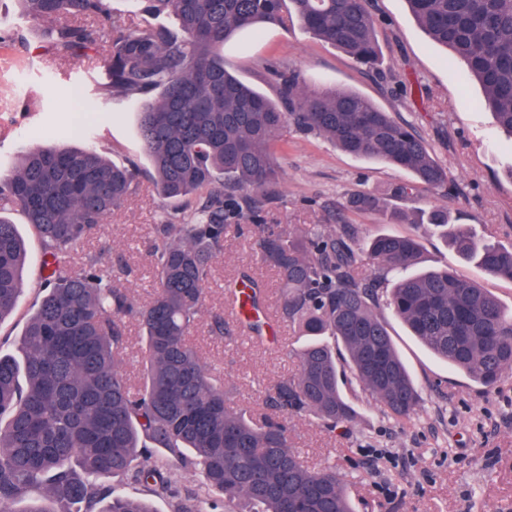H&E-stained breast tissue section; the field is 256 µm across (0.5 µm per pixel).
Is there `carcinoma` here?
<instances>
[{
	"label": "carcinoma",
	"instance_id": "carcinoma-1",
	"mask_svg": "<svg viewBox=\"0 0 512 512\" xmlns=\"http://www.w3.org/2000/svg\"><path fill=\"white\" fill-rule=\"evenodd\" d=\"M161 25L130 29L112 0H15L21 14L48 24L45 52L85 56L110 43L103 93L140 104L138 134L161 201L189 213L157 224L152 254L157 291L139 305L113 285L121 262L72 249L93 236L135 180L132 169L93 150L28 149L0 169V201L17 206L43 247L42 294L22 332V357L0 349V512H155L102 477L165 485L164 457L189 465L208 491L242 500L245 512H354L332 467L307 468L288 440V416L316 415L328 429L349 424L357 405L342 391L336 348L353 378L395 420L408 419L420 394L377 312L385 303L429 350L495 385L512 372V309L449 269L414 271L420 245L382 234L361 247L351 224L269 230L256 225L262 262L280 283L276 316L308 340L299 372L266 396L260 422L234 407L224 376L208 367L189 336L201 322L211 265L224 248L226 211L256 215L282 179L276 142L292 127L356 157L389 163L414 183L392 196L414 202L423 190L448 200V171L411 124L354 91L309 88L293 69L266 63L277 100L224 67V43L257 25L297 20L355 63L379 65L376 19L367 0H132ZM428 37L448 48L482 88L481 104L512 139V0H406ZM358 212L380 210L370 193L352 196ZM429 223L446 244L491 279L512 280V245L490 243L453 223L449 208ZM24 240L0 215V320L22 291ZM374 265L364 276L362 258ZM251 308L264 289L243 276ZM143 330V381L120 372L126 320Z\"/></svg>",
	"mask_w": 512,
	"mask_h": 512
}]
</instances>
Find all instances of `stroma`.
Wrapping results in <instances>:
<instances>
[{
  "instance_id": "1",
  "label": "stroma",
  "mask_w": 512,
  "mask_h": 512,
  "mask_svg": "<svg viewBox=\"0 0 512 512\" xmlns=\"http://www.w3.org/2000/svg\"><path fill=\"white\" fill-rule=\"evenodd\" d=\"M370 7L377 19V70L354 63L296 25L244 30L225 44L224 60L241 81L266 96H274L275 88L260 63L275 59L298 70L308 87L359 92L395 119L410 122L456 185L457 195L449 204L462 223L480 237L512 243V140L480 107L479 86L467 83L462 65L425 35L406 0H370ZM0 25L23 31L27 40L14 50H0V163L38 145L90 148L113 163L136 166L130 196L76 254L81 259L122 260L127 271L117 278V287L149 303L156 284L152 227L173 209L161 203L154 189L150 163L137 136L136 104L97 98L109 61L107 47H99L89 58H45L42 23L22 16L13 0H0ZM71 85L97 99V112L62 105ZM281 145L284 176L275 198L263 206L261 223L277 229L352 224L365 239L413 235L420 243L422 267L453 268L512 308V282L488 278L475 265L462 262L427 224L428 212L446 204L442 198L422 193L413 214L401 222L392 218L401 202L387 192L410 181V174L293 131L283 133ZM359 192L384 197L382 210H348L349 197ZM0 214L17 224L28 250L18 305L0 322V349L16 353L42 286V245L16 207H1ZM253 223L244 215L229 220L224 248L213 261L206 286L201 315L223 310L227 334L211 337L203 324L190 340L208 365L223 371L230 398L260 415L267 411L265 395L272 385L296 374L297 353L306 339L289 325L280 338L256 339L229 304L231 290L247 272L267 290L265 317H273L277 309L278 277L257 256ZM380 313L424 399L423 407L409 420L396 421L375 404L332 433L314 414L293 415L288 419L292 448L311 469L337 467L355 512H512V373L493 387H481L438 359L391 310L384 307ZM163 472L169 489L130 479L118 489L150 503L155 512H175L181 502L194 504L197 512H240L239 505L211 495L186 464L167 462Z\"/></svg>"
}]
</instances>
